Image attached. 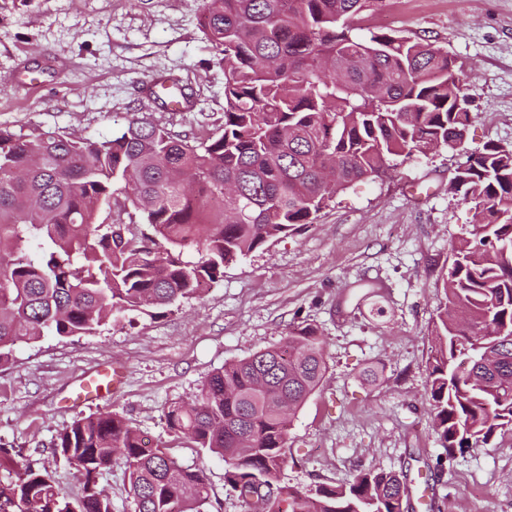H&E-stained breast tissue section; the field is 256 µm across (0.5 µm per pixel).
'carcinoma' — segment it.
Returning a JSON list of instances; mask_svg holds the SVG:
<instances>
[{
    "label": "carcinoma",
    "instance_id": "carcinoma-1",
    "mask_svg": "<svg viewBox=\"0 0 512 512\" xmlns=\"http://www.w3.org/2000/svg\"><path fill=\"white\" fill-rule=\"evenodd\" d=\"M380 2L203 0L199 29L224 62V128L205 142L134 116L95 140L0 128V363L47 332L87 334L198 298L224 267L313 223L336 190L462 141L473 113L448 52L354 33ZM454 194L473 224L451 246L427 392L449 456L512 434V147L469 157ZM129 207L151 232L124 221ZM324 344L311 326L292 329L287 348L209 375L194 403L167 409V427L222 458L224 486L256 512H404L406 480L390 471L309 494L280 482L281 407L296 412L320 387ZM54 453L80 474V494L12 460L15 478L0 484L10 512H112L97 476L117 459L135 512H208L204 472L116 413L76 420Z\"/></svg>",
    "mask_w": 512,
    "mask_h": 512
}]
</instances>
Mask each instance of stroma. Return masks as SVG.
Listing matches in <instances>:
<instances>
[{
  "label": "stroma",
  "mask_w": 512,
  "mask_h": 512,
  "mask_svg": "<svg viewBox=\"0 0 512 512\" xmlns=\"http://www.w3.org/2000/svg\"><path fill=\"white\" fill-rule=\"evenodd\" d=\"M201 0H0V128L103 138L130 116L197 141L224 125V66L198 25ZM363 26L423 39L465 74L474 119L462 144L392 161L387 176L337 192L298 225L224 269L200 298L132 313L92 333L44 334L0 364V448L47 468L68 495L72 465L52 452L75 420L114 412L149 445L203 469L208 512H248L224 486L221 458L172 433L164 414L195 401L225 363L317 327L328 371L291 418L282 483L304 493L358 470L406 475L405 512H512V437L446 456L427 400L433 322L452 243L473 221L449 192L457 167L490 142L512 145V0H386ZM175 81L176 112L153 93ZM126 381L78 402L80 381L112 365ZM112 512H134L128 471L98 477Z\"/></svg>",
  "instance_id": "1"
}]
</instances>
